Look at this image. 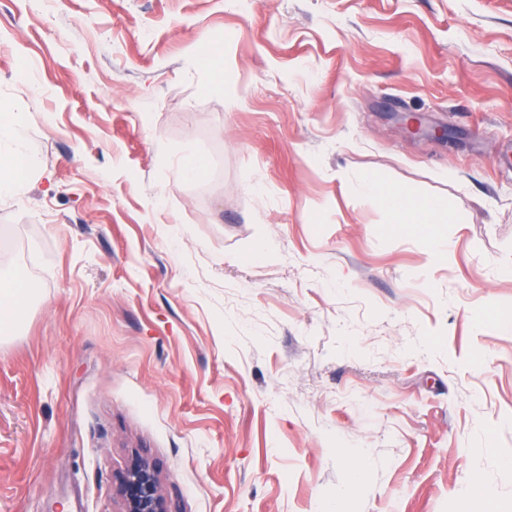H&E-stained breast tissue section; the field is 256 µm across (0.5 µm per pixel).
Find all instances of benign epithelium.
Segmentation results:
<instances>
[{
  "label": "benign epithelium",
  "instance_id": "benign-epithelium-1",
  "mask_svg": "<svg viewBox=\"0 0 512 512\" xmlns=\"http://www.w3.org/2000/svg\"><path fill=\"white\" fill-rule=\"evenodd\" d=\"M122 512H172L159 492L157 469L137 454L117 475Z\"/></svg>",
  "mask_w": 512,
  "mask_h": 512
}]
</instances>
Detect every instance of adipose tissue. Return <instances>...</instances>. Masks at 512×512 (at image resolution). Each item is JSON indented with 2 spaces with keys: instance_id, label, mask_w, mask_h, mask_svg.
<instances>
[{
  "instance_id": "ef3b65f1",
  "label": "adipose tissue",
  "mask_w": 512,
  "mask_h": 512,
  "mask_svg": "<svg viewBox=\"0 0 512 512\" xmlns=\"http://www.w3.org/2000/svg\"><path fill=\"white\" fill-rule=\"evenodd\" d=\"M348 188L359 200L388 208L394 224L424 230L428 240H435L432 226L438 221V209L433 202L415 201L402 190L367 180L349 183ZM30 293L22 271L0 265V338L12 335L21 323Z\"/></svg>"
}]
</instances>
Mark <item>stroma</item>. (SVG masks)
I'll list each match as a JSON object with an SVG mask.
<instances>
[{
    "label": "stroma",
    "instance_id": "35a3bbf8",
    "mask_svg": "<svg viewBox=\"0 0 512 512\" xmlns=\"http://www.w3.org/2000/svg\"><path fill=\"white\" fill-rule=\"evenodd\" d=\"M0 105V512H121L136 450L172 512H512V0H0ZM38 165L36 155L23 147H15L8 152L0 148V198L8 196L16 183L31 169ZM350 192L359 200L388 208L392 213V224H397L407 230L417 229L425 232L429 240V257L437 254L436 233L431 225L439 224L436 216V205L428 200L413 201L406 193L387 185L372 181L349 182ZM31 289L25 274L0 264V338L11 336L23 318Z\"/></svg>",
    "mask_w": 512,
    "mask_h": 512
}]
</instances>
